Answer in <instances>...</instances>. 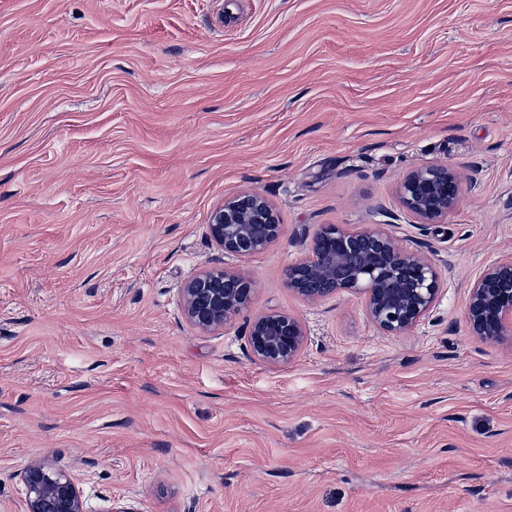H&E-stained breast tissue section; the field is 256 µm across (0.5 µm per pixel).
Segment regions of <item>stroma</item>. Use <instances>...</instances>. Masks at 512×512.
Masks as SVG:
<instances>
[{
    "label": "stroma",
    "mask_w": 512,
    "mask_h": 512,
    "mask_svg": "<svg viewBox=\"0 0 512 512\" xmlns=\"http://www.w3.org/2000/svg\"><path fill=\"white\" fill-rule=\"evenodd\" d=\"M432 163L424 237L396 184ZM249 189L282 233L240 260L208 224ZM386 222L441 275L410 332L289 289L320 225ZM510 251L512 0H0V512L36 461L88 512H512V350L464 315ZM224 266L254 297L204 333L180 290ZM271 310L309 331L281 368ZM461 176L448 165H423L409 171L398 184L403 211L416 219L414 224L425 236L432 224L448 217L457 203ZM250 353L267 366L287 365L296 360L308 341L306 325L296 316L269 311L248 323Z\"/></svg>",
    "instance_id": "1"
}]
</instances>
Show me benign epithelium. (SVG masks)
<instances>
[{
	"instance_id": "obj_1",
	"label": "benign epithelium",
	"mask_w": 512,
	"mask_h": 512,
	"mask_svg": "<svg viewBox=\"0 0 512 512\" xmlns=\"http://www.w3.org/2000/svg\"><path fill=\"white\" fill-rule=\"evenodd\" d=\"M460 190L461 176L448 165L416 167L398 184L403 211L416 219L423 236L429 226L448 217ZM208 230L225 254L248 258L278 239L281 224L263 194L244 191L224 200ZM288 288L307 302L358 292L370 321L386 335H400L433 310L440 276L423 252L405 247L385 223L365 230L323 224L313 234L308 253L289 266ZM252 292V283L238 272L201 270L181 288L182 310L192 326L207 332L220 330L248 306ZM465 314L474 335L512 345V252L474 279ZM247 340L253 358L276 367L300 356L308 330L294 315L269 311L248 323ZM22 482L27 512H87L76 483L60 469L31 463L23 471Z\"/></svg>"
}]
</instances>
